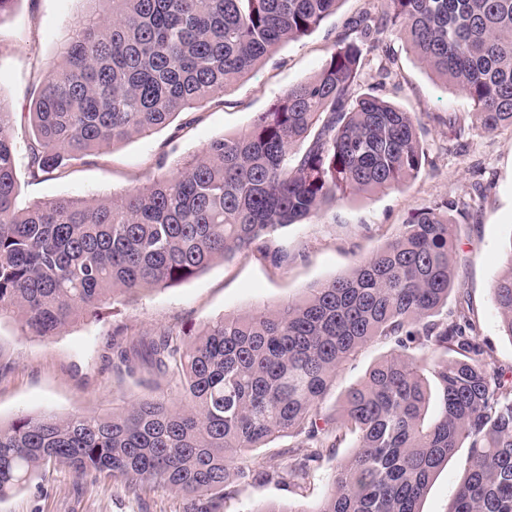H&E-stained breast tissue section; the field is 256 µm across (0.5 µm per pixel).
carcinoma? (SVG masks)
Listing matches in <instances>:
<instances>
[{
	"mask_svg": "<svg viewBox=\"0 0 512 512\" xmlns=\"http://www.w3.org/2000/svg\"><path fill=\"white\" fill-rule=\"evenodd\" d=\"M59 62L29 112L33 175L64 178L72 162L147 136L199 109L281 46L320 27L339 0H83ZM338 35L312 78L289 87L242 132L106 198L17 206L14 112L0 99V319L50 337L128 299L197 277L242 249L263 251L281 228L349 197L398 190L425 157L415 113L357 86L367 48L398 39L473 105L476 128L512 127V0H384ZM454 200L418 209L394 240L352 271L287 304L218 316L176 342L119 341L112 365L177 372L184 404L143 397L105 413L0 424V498L48 463L79 476L165 487L184 512H224L236 482L301 487L346 438L316 512H419L461 448L452 512H512V377L491 369L452 290ZM493 300L512 338V248ZM380 357L317 408L366 344ZM293 435L302 447L261 471L240 456Z\"/></svg>",
	"mask_w": 512,
	"mask_h": 512,
	"instance_id": "carcinoma-1",
	"label": "carcinoma"
}]
</instances>
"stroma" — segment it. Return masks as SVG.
I'll use <instances>...</instances> for the list:
<instances>
[{"instance_id": "1", "label": "stroma", "mask_w": 512, "mask_h": 512, "mask_svg": "<svg viewBox=\"0 0 512 512\" xmlns=\"http://www.w3.org/2000/svg\"><path fill=\"white\" fill-rule=\"evenodd\" d=\"M382 0H341L335 13L312 34L281 47L223 96L185 112L151 136L138 138L73 163L63 178L32 176L25 150L32 138L28 112L59 51L82 0H16L0 16V99L16 113L14 138L19 205L61 197H108L144 184L159 169H173L199 153L212 139L245 129L289 86L313 77L329 58L338 33L364 9L381 10ZM395 62L379 81L381 51H372L361 91L380 85V94L416 113L426 160L419 176L401 189L357 196L328 207L321 215L282 229L270 248L293 254L276 267L254 249L227 263L212 265L187 282L159 288L137 299L105 305L98 318L72 324L49 338L22 335L17 324L0 321V422L23 416L93 413L143 396L180 405L178 376L141 372L130 376L112 367L107 348L115 327L135 333H180L228 311L300 298L310 286L348 273L355 264L400 234L410 215L435 202L454 199L474 214L459 219L454 253V289L449 307L467 300L489 347L491 368L512 369V337L506 336L494 306L493 280L512 249V128L484 134L472 126L471 102L443 85L400 42H392ZM455 114L466 128L455 138L446 123ZM390 347L375 342L362 348L336 376L321 415L334 417L348 387ZM349 446L320 462L310 484L297 488L275 481L237 483L225 512H249L266 503L298 502L315 512L328 491L337 461ZM466 457L450 460L422 499V512H448L462 480ZM0 512H183V499L157 486L132 487L120 478L90 482L63 466H47L21 490L0 499Z\"/></svg>"}]
</instances>
